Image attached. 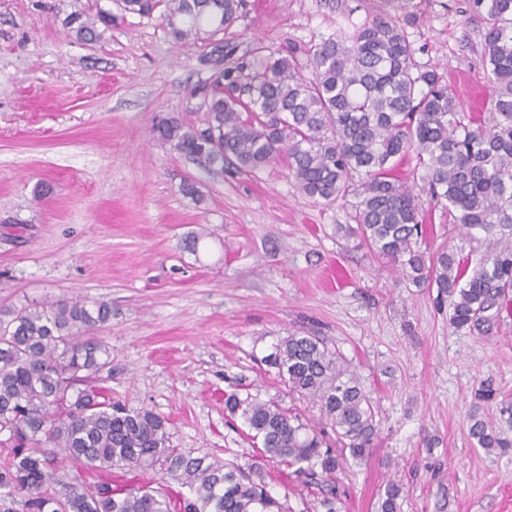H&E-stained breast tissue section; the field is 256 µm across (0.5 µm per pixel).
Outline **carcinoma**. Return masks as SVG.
I'll use <instances>...</instances> for the list:
<instances>
[{"label": "carcinoma", "mask_w": 512, "mask_h": 512, "mask_svg": "<svg viewBox=\"0 0 512 512\" xmlns=\"http://www.w3.org/2000/svg\"><path fill=\"white\" fill-rule=\"evenodd\" d=\"M151 16L163 6L177 41L214 37L240 17L244 0H122ZM484 21L492 93L488 115L462 109L447 80L414 60L410 12H383L352 35L298 52L259 43L192 89L205 110L199 125L168 118L155 128L174 150L219 169L255 175L273 163L291 171L307 196L334 204L352 196L349 224L336 225L396 268L402 280L436 291L457 331L490 336L512 316V0H468ZM112 10L74 14L76 37L112 28ZM406 160L428 187L429 204L464 236L480 230L495 247L478 263L462 246H427L421 200L398 174ZM0 318V508L3 512H292L260 461L319 486L313 512H340L336 472L372 454L378 406L343 355L318 336L291 333L264 362L288 393L317 406L336 433L304 421L271 398L231 393L226 409L248 428L259 459L220 465L170 446L165 418L129 409L91 384L109 367L99 332L112 306L59 300L5 311ZM498 416L470 415V437L486 453L512 448V400ZM79 473L66 482L65 464ZM158 469L188 487H128L112 474ZM403 488L386 485L379 512H398Z\"/></svg>", "instance_id": "obj_1"}]
</instances>
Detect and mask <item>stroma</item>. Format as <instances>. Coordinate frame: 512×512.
I'll return each instance as SVG.
<instances>
[{"instance_id":"1","label":"stroma","mask_w":512,"mask_h":512,"mask_svg":"<svg viewBox=\"0 0 512 512\" xmlns=\"http://www.w3.org/2000/svg\"><path fill=\"white\" fill-rule=\"evenodd\" d=\"M98 5L116 26L78 40L67 17ZM386 9L247 0L222 39L178 42L163 18L120 0H0V307L111 305L101 386L168 419L173 447L219 462L257 454L225 393L276 397L318 422L263 358L288 334L322 337L378 402L373 456L337 474L342 512H377L391 480L404 487L400 512H512V453L473 447L466 415L480 383L512 395V320L487 337L454 330L427 291L337 234L349 205L304 195L280 163L256 176L208 170L153 132L166 117L201 122L191 90L219 59L259 42L301 51ZM411 10L416 61L455 85L465 111L485 112L484 30L467 0ZM333 265L348 281L329 283Z\"/></svg>"}]
</instances>
